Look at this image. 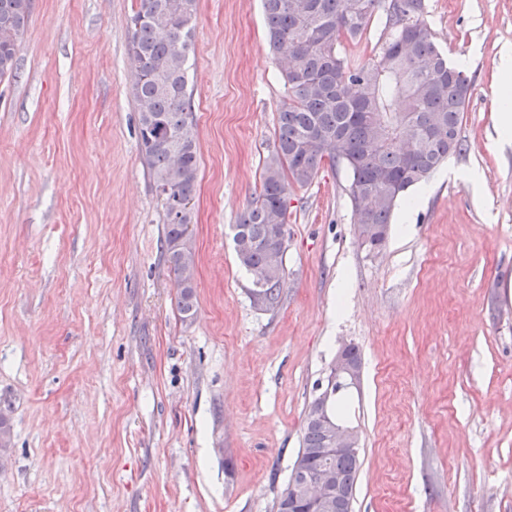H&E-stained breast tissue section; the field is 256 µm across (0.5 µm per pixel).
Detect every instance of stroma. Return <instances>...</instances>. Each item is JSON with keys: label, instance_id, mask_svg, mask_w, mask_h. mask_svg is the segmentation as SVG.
I'll list each match as a JSON object with an SVG mask.
<instances>
[{"label": "stroma", "instance_id": "stroma-1", "mask_svg": "<svg viewBox=\"0 0 512 512\" xmlns=\"http://www.w3.org/2000/svg\"><path fill=\"white\" fill-rule=\"evenodd\" d=\"M136 8L33 0L0 79V512H276L345 344L362 359L344 409L360 434L352 512H512V140L494 121L512 0H427L473 80L464 150L375 253L346 169L294 188L272 311L233 226L288 89L261 0H199L186 321L138 146Z\"/></svg>", "mask_w": 512, "mask_h": 512}]
</instances>
